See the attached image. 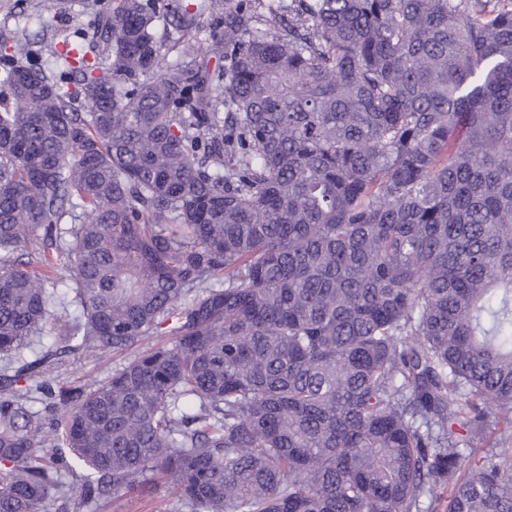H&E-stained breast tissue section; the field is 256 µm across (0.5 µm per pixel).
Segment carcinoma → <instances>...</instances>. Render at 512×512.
I'll use <instances>...</instances> for the list:
<instances>
[{
  "mask_svg": "<svg viewBox=\"0 0 512 512\" xmlns=\"http://www.w3.org/2000/svg\"><path fill=\"white\" fill-rule=\"evenodd\" d=\"M158 3L0 44V512H512V0ZM60 370V379L64 382L74 380L100 381L112 374L113 370L124 363V355L112 357V353L102 357H70ZM171 507L166 488L160 486L123 496L99 512H164Z\"/></svg>",
  "mask_w": 512,
  "mask_h": 512,
  "instance_id": "cac0c4a2",
  "label": "carcinoma"
}]
</instances>
